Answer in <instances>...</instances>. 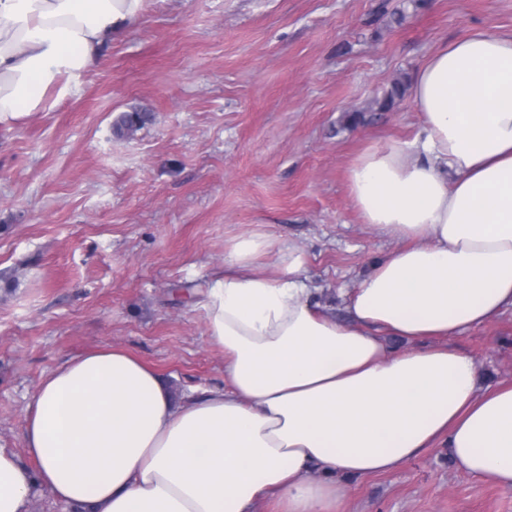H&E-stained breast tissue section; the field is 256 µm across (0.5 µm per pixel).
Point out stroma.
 I'll list each match as a JSON object with an SVG mask.
<instances>
[{
  "instance_id": "35a3bbf8",
  "label": "stroma",
  "mask_w": 512,
  "mask_h": 512,
  "mask_svg": "<svg viewBox=\"0 0 512 512\" xmlns=\"http://www.w3.org/2000/svg\"><path fill=\"white\" fill-rule=\"evenodd\" d=\"M485 26L512 33V0H146L69 96L0 122V448L24 455L40 381L101 347L179 400L223 387L202 304L231 237L298 247L316 300L341 313L342 289L400 246L363 224L348 168L421 123L411 98L368 103ZM132 112L146 123L119 135ZM450 344L487 383L512 381V309ZM341 510L512 512V492L439 445L350 479Z\"/></svg>"
}]
</instances>
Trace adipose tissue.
Listing matches in <instances>:
<instances>
[{"label": "adipose tissue", "mask_w": 512, "mask_h": 512, "mask_svg": "<svg viewBox=\"0 0 512 512\" xmlns=\"http://www.w3.org/2000/svg\"><path fill=\"white\" fill-rule=\"evenodd\" d=\"M143 6L0 0V120L49 88L70 95ZM410 92L415 138L349 168L364 224L404 246L343 292L346 318L312 301L298 251L277 253L270 275L268 234L225 241L203 305L223 388L178 405L124 350L66 362L32 397L24 456L0 448V512H29L38 487L80 512H339L348 479L440 443L457 469L512 492V382L485 383L448 343L512 308V34L443 45Z\"/></svg>", "instance_id": "obj_1"}]
</instances>
